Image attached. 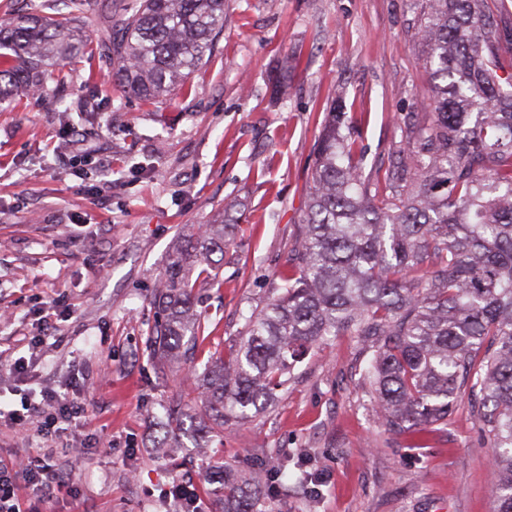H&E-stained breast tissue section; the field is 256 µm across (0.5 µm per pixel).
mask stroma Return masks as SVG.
Returning a JSON list of instances; mask_svg holds the SVG:
<instances>
[{"mask_svg":"<svg viewBox=\"0 0 512 512\" xmlns=\"http://www.w3.org/2000/svg\"><path fill=\"white\" fill-rule=\"evenodd\" d=\"M419 16V0H227L208 61L165 99L125 94L95 52L64 67L60 86L0 105V403L64 390L77 368L91 380L86 428L54 447L78 499L34 501L19 473L24 503L165 512L161 493L186 484L220 512L207 473L271 462L286 477L267 512H493V450L468 402L412 447L376 420L356 337L312 349L267 410L209 434L192 364L157 358L148 341L166 268L215 220L231 232L217 279L196 290L209 325L199 361L228 351L274 297L333 102L364 147L365 176L391 170L408 126L428 120ZM82 149L101 161L87 175L68 164ZM59 299L69 313L44 333L42 308ZM21 356L26 372L10 376Z\"/></svg>","mask_w":512,"mask_h":512,"instance_id":"1","label":"stroma"}]
</instances>
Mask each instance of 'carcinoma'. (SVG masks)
Listing matches in <instances>:
<instances>
[{
	"instance_id": "cac0c4a2",
	"label": "carcinoma",
	"mask_w": 512,
	"mask_h": 512,
	"mask_svg": "<svg viewBox=\"0 0 512 512\" xmlns=\"http://www.w3.org/2000/svg\"><path fill=\"white\" fill-rule=\"evenodd\" d=\"M418 30L432 87L427 124L413 131L412 176L371 182L355 161L341 114L328 113L315 151L301 236L278 294L247 320L239 341L209 356L200 378L212 431L267 408L296 363L336 336L371 353L362 370L379 421L393 432L448 425L470 397L492 442L494 512H512V73L498 50L512 39L480 0H419ZM225 0H118L112 81L145 101L167 97L210 56ZM67 12L27 11L0 24V102L62 81L89 52ZM224 223L205 225L168 265L156 296L165 317L150 342L177 355L205 340L193 313L195 268L216 270ZM267 482L224 469V512H265Z\"/></svg>"
}]
</instances>
